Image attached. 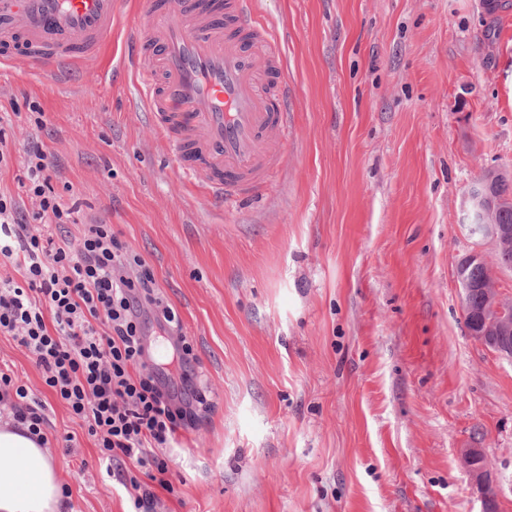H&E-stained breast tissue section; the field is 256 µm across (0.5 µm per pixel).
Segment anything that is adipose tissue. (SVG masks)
<instances>
[{"instance_id": "adipose-tissue-1", "label": "adipose tissue", "mask_w": 512, "mask_h": 512, "mask_svg": "<svg viewBox=\"0 0 512 512\" xmlns=\"http://www.w3.org/2000/svg\"><path fill=\"white\" fill-rule=\"evenodd\" d=\"M56 467L26 426L0 420V512H64Z\"/></svg>"}]
</instances>
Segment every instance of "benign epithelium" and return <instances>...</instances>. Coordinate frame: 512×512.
Listing matches in <instances>:
<instances>
[{
    "mask_svg": "<svg viewBox=\"0 0 512 512\" xmlns=\"http://www.w3.org/2000/svg\"><path fill=\"white\" fill-rule=\"evenodd\" d=\"M491 189L482 178H477L466 196V217L469 222L483 225L482 237L491 244H497L503 232L488 222L491 204ZM499 269L489 267L488 279L482 288L488 293V302L483 314L484 327L470 332V336L484 347L495 352L501 359L512 363V301L503 299L497 289ZM481 455L478 448H465L461 459L480 490H485L487 472L475 460Z\"/></svg>",
    "mask_w": 512,
    "mask_h": 512,
    "instance_id": "7a95c632",
    "label": "benign epithelium"
}]
</instances>
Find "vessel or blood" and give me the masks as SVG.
<instances>
[{
  "label": "vessel or blood",
  "mask_w": 512,
  "mask_h": 512,
  "mask_svg": "<svg viewBox=\"0 0 512 512\" xmlns=\"http://www.w3.org/2000/svg\"><path fill=\"white\" fill-rule=\"evenodd\" d=\"M115 0H0V62L56 74L94 58ZM151 124L178 172L224 201L254 196L285 162L280 44L251 0H151L129 33Z\"/></svg>",
  "instance_id": "obj_1"
}]
</instances>
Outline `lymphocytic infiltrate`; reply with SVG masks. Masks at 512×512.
<instances>
[{
  "mask_svg": "<svg viewBox=\"0 0 512 512\" xmlns=\"http://www.w3.org/2000/svg\"><path fill=\"white\" fill-rule=\"evenodd\" d=\"M18 183L37 209L24 213L0 195V259L19 272L0 276V333L32 356L53 396L87 422L101 465L120 469L132 512H156L159 491L172 489L160 451L196 408L175 400L147 370L144 316L176 327L178 314L157 297L151 267L111 225H83L75 250L48 232V225L74 218L51 185L41 148L28 152ZM0 403L47 445L44 402L2 371ZM128 460L136 470L125 469Z\"/></svg>",
  "mask_w": 512,
  "mask_h": 512,
  "instance_id": "f902f5d3",
  "label": "lymphocytic infiltrate"
}]
</instances>
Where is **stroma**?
<instances>
[{
    "mask_svg": "<svg viewBox=\"0 0 512 512\" xmlns=\"http://www.w3.org/2000/svg\"><path fill=\"white\" fill-rule=\"evenodd\" d=\"M149 0H117L97 58L59 78L0 67L17 198L28 151L76 223L111 225L151 266L207 400L165 454L157 512H481L460 451L481 449L512 512V363L468 335L454 277L493 247L462 226L484 169L512 172V0H253L278 38L292 129L271 186L227 206L189 183L120 67ZM43 126L26 119L32 106ZM0 368L45 400L68 512H127L86 423L0 335Z\"/></svg>",
    "mask_w": 512,
    "mask_h": 512,
    "instance_id": "35a3bbf8",
    "label": "stroma"
}]
</instances>
